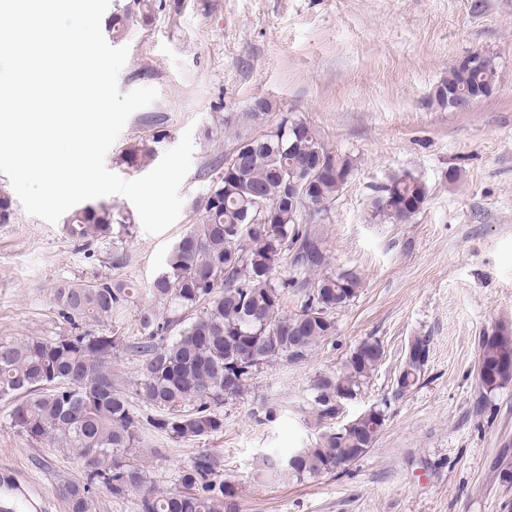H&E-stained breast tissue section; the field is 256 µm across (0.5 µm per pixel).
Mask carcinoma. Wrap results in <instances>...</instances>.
Instances as JSON below:
<instances>
[{"label": "carcinoma", "mask_w": 512, "mask_h": 512, "mask_svg": "<svg viewBox=\"0 0 512 512\" xmlns=\"http://www.w3.org/2000/svg\"><path fill=\"white\" fill-rule=\"evenodd\" d=\"M481 68L452 64L436 86L433 99L443 108L464 110L463 96L498 80L490 58ZM264 111L242 113L243 121L265 126L273 106L260 99ZM322 152L323 173L311 184L310 211L318 213L345 184L353 161L334 155L315 130L298 118L288 119V136L270 131L255 140L251 153L212 180L204 197L200 222L173 246L164 271L154 280L153 297L167 306L162 316L152 308L140 312L144 336L134 346L145 358V372L135 396L160 414L143 413L112 381L109 367L122 338L101 329L87 330L88 320L108 325L112 315L132 302L137 289L110 278L92 285L65 282L55 291L59 315L71 326L52 340L28 338L0 342V399L11 398L10 424L33 440L51 438L73 449L81 462V478L58 489L67 512H93L99 491L122 499L139 493L138 512H239L235 486L217 477L207 452L199 453L178 472L175 490H164L132 461L141 430L148 425L173 440H201L224 429V404L243 397L259 364L285 359L304 360L321 342L336 335L334 312L351 302L360 288L354 272L331 273L314 283L301 310L287 314L282 298L295 287L294 278L277 276L280 260L293 253L298 273L324 264L325 254L314 229L301 222L302 211L284 205L287 179L300 173L308 159ZM155 154L143 142L129 149L124 162L137 167ZM280 203L269 224H250L254 194ZM427 200L419 179L395 176L379 186L370 201V217L394 224L409 222ZM74 240L130 233L128 216L111 206H87L65 226ZM192 316L185 317V312ZM175 328L177 336L165 340ZM512 346L505 330L482 340L479 357L496 359L503 346ZM381 342H360L337 372L315 377L312 402L321 419L340 411L339 390L363 391L383 363ZM426 362L406 352L396 378L397 388L412 391ZM383 429L367 431L341 425L324 431L312 448H300L285 459H269L268 471L298 480L336 471V459L361 457ZM23 503L12 483L0 478V512H22Z\"/></svg>", "instance_id": "obj_1"}]
</instances>
